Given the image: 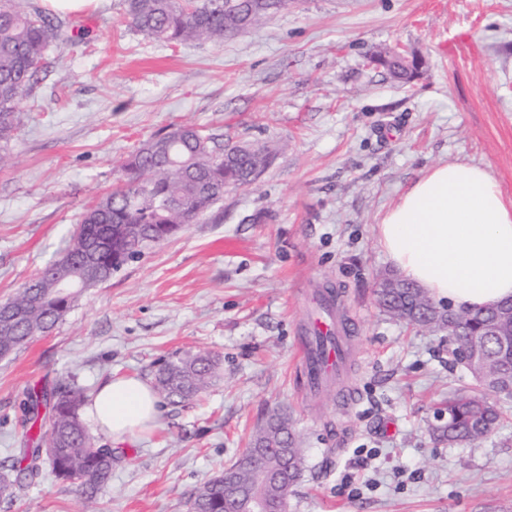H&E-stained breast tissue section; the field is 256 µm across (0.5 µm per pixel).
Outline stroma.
<instances>
[{
  "mask_svg": "<svg viewBox=\"0 0 512 512\" xmlns=\"http://www.w3.org/2000/svg\"><path fill=\"white\" fill-rule=\"evenodd\" d=\"M64 18L88 38L50 52L0 167V300L59 257L126 156L170 126L264 144L273 159L0 359L5 467L30 391L149 381L187 353L221 359L199 401L165 405L135 444L96 433L115 459L95 502L46 470L0 512H188L275 411L306 454L288 512H512V400L482 440L430 438L437 404L476 382L446 334L381 311L376 284L392 266L375 232L443 163L488 169L512 198V0H290L220 45L147 36L128 25L124 0ZM391 50L422 58L410 82L370 63ZM326 287L358 323L349 408L332 389L307 395L295 373L300 325Z\"/></svg>",
  "mask_w": 512,
  "mask_h": 512,
  "instance_id": "obj_1",
  "label": "stroma"
}]
</instances>
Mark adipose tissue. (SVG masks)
I'll list each match as a JSON object with an SVG mask.
<instances>
[{
    "mask_svg": "<svg viewBox=\"0 0 512 512\" xmlns=\"http://www.w3.org/2000/svg\"><path fill=\"white\" fill-rule=\"evenodd\" d=\"M398 273L456 311L512 299V200L477 165L433 167L376 226ZM88 413L115 443L154 428L160 399L146 381L120 376L97 390Z\"/></svg>",
    "mask_w": 512,
    "mask_h": 512,
    "instance_id": "obj_1",
    "label": "adipose tissue"
}]
</instances>
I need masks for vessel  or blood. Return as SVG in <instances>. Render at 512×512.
I'll return each instance as SVG.
<instances>
[{
    "label": "vessel or blood",
    "mask_w": 512,
    "mask_h": 512,
    "mask_svg": "<svg viewBox=\"0 0 512 512\" xmlns=\"http://www.w3.org/2000/svg\"><path fill=\"white\" fill-rule=\"evenodd\" d=\"M351 338L343 315L321 311L300 330L298 373L308 392L328 378L344 379L351 367Z\"/></svg>",
    "instance_id": "b4317fda"
}]
</instances>
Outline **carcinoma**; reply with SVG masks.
Segmentation results:
<instances>
[{
  "label": "carcinoma",
  "instance_id": "cac0c4a2",
  "mask_svg": "<svg viewBox=\"0 0 512 512\" xmlns=\"http://www.w3.org/2000/svg\"><path fill=\"white\" fill-rule=\"evenodd\" d=\"M25 0H0V166L9 158V146L18 135L22 106L32 96L37 75L48 52L81 38L63 20L35 8ZM288 6V0H125V18L136 30L169 43L222 42L247 28L261 24ZM370 60L385 67L400 82H408L414 67L399 52L374 54ZM269 149L250 144L246 151L224 161V147L213 135L190 125H173L161 136L131 152L120 165V177L112 191L85 209L70 240L59 256L37 272L10 298L25 310L22 322L8 336L0 335L4 355L14 353L30 339L51 331L69 311L57 306L54 279L62 271L79 282L78 293L112 277L127 262L140 258L152 244L176 235L187 224H196L224 198V188L250 185L248 175L258 166L268 167ZM103 246L95 254L99 278H86L79 258L91 246ZM378 303L391 318L418 328L439 331L440 307L423 290L394 276H382L376 290ZM37 294L34 304L30 296ZM512 300L496 307L456 314L462 337L483 342L486 380L475 391H460L441 401L447 421L428 426L438 441L470 443L500 425L506 396H498L489 380L512 373V341L487 331L505 313ZM219 376V358L212 353L192 354L162 363L154 373V386L172 405L188 403L204 393ZM87 389L74 382L51 391L30 394L24 448L10 470L0 474V498L9 499L16 487L41 475L39 451L53 449L48 459L57 480L74 485L93 501L112 481V449L96 447L95 438L82 417ZM49 408L39 413L40 406ZM280 446L267 463L278 475L296 486L304 465L303 449L287 416L273 413L266 425L253 433L249 450ZM239 488L254 483L253 463L243 457L205 480L193 494L192 512H225L226 482Z\"/></svg>",
  "mask_w": 512,
  "mask_h": 512
}]
</instances>
